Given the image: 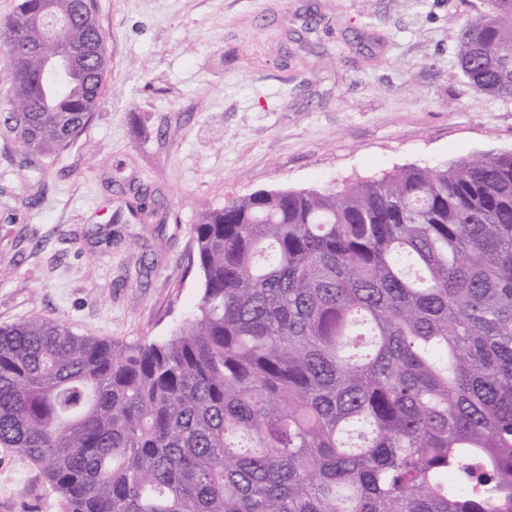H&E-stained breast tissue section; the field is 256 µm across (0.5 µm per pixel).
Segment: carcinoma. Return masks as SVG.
Instances as JSON below:
<instances>
[{
	"label": "carcinoma",
	"instance_id": "carcinoma-1",
	"mask_svg": "<svg viewBox=\"0 0 512 512\" xmlns=\"http://www.w3.org/2000/svg\"><path fill=\"white\" fill-rule=\"evenodd\" d=\"M39 0L0 23L38 42ZM458 62L512 96V0ZM0 123L56 154L100 101L37 56ZM201 295L162 342L0 327V447L61 512H512V151L321 190H260L194 225Z\"/></svg>",
	"mask_w": 512,
	"mask_h": 512
}]
</instances>
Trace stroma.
I'll return each instance as SVG.
<instances>
[{
	"instance_id": "obj_1",
	"label": "stroma",
	"mask_w": 512,
	"mask_h": 512,
	"mask_svg": "<svg viewBox=\"0 0 512 512\" xmlns=\"http://www.w3.org/2000/svg\"><path fill=\"white\" fill-rule=\"evenodd\" d=\"M485 0H96L102 103L29 164L0 126V326L165 340L200 298L203 207L512 150V97L456 57ZM0 512H59L0 448Z\"/></svg>"
}]
</instances>
